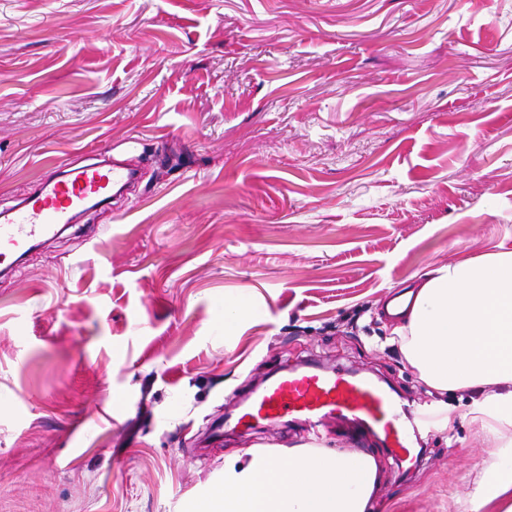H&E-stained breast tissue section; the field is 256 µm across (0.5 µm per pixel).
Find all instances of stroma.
<instances>
[{
	"instance_id": "35a3bbf8",
	"label": "stroma",
	"mask_w": 512,
	"mask_h": 512,
	"mask_svg": "<svg viewBox=\"0 0 512 512\" xmlns=\"http://www.w3.org/2000/svg\"><path fill=\"white\" fill-rule=\"evenodd\" d=\"M101 154L140 181L0 277V512H188L226 460L303 447L214 432L288 363L468 410L385 306L512 251V0H0V211ZM492 443L362 451L394 512H469Z\"/></svg>"
}]
</instances>
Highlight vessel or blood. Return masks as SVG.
<instances>
[{"label": "vessel or blood", "instance_id": "vessel-or-blood-1", "mask_svg": "<svg viewBox=\"0 0 512 512\" xmlns=\"http://www.w3.org/2000/svg\"><path fill=\"white\" fill-rule=\"evenodd\" d=\"M133 169L90 165L68 172L66 178L44 182L38 192L15 208L0 213V265L30 249L32 243L57 233L87 204H103L109 189L135 179ZM336 415L354 426L380 430L391 453L411 455L409 417L405 408L374 379L339 366L308 363L284 371L257 394L241 425L274 422L286 417Z\"/></svg>", "mask_w": 512, "mask_h": 512}]
</instances>
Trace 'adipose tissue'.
Segmentation results:
<instances>
[{
	"instance_id": "adipose-tissue-1",
	"label": "adipose tissue",
	"mask_w": 512,
	"mask_h": 512,
	"mask_svg": "<svg viewBox=\"0 0 512 512\" xmlns=\"http://www.w3.org/2000/svg\"><path fill=\"white\" fill-rule=\"evenodd\" d=\"M420 380L439 393L477 390L464 418L496 444L471 512H512V251L491 252L430 270L394 329ZM379 483L373 456L302 448L282 457L252 453L224 469L223 489L200 512H371ZM249 488L247 498L236 496Z\"/></svg>"
}]
</instances>
